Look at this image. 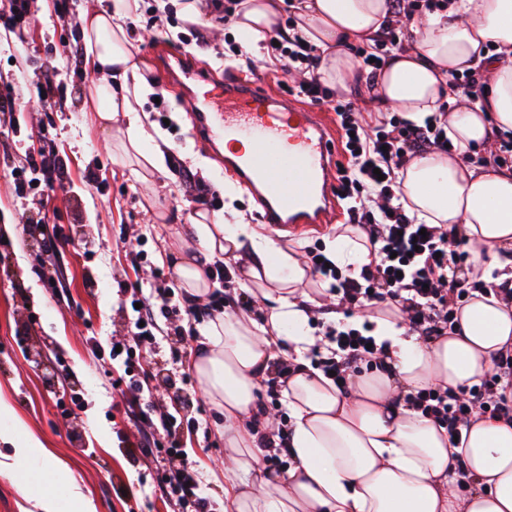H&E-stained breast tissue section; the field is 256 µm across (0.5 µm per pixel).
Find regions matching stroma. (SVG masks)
I'll use <instances>...</instances> for the list:
<instances>
[{
	"mask_svg": "<svg viewBox=\"0 0 512 512\" xmlns=\"http://www.w3.org/2000/svg\"><path fill=\"white\" fill-rule=\"evenodd\" d=\"M92 0H33L27 44L0 41V94L20 106L0 112V400L27 425L49 458L68 465L95 512H196L159 483L165 456L132 450L144 420L164 418L156 438L179 445V458L196 471L208 512H224V416L192 369L198 340L195 321L183 314L185 292L168 256L178 237H190L199 213L224 211V159L194 133L183 110L182 84H163L159 71L179 48L217 77L265 76V90L288 94L291 80L280 64L259 65L238 56L225 64L235 43L223 21L195 22L186 0H138L127 26L128 43L153 93L142 108L160 124L170 144L165 174L139 181L113 163L125 136L121 126L94 117L88 89L96 77L88 66L67 63L65 45L83 46L81 14ZM54 70L65 93L50 110L37 103V86ZM23 80H16V73ZM168 125H161V118ZM210 162L206 203L184 197L183 175L192 169L186 147ZM53 152L67 175L48 205V253L25 234L35 217L33 202L14 190L13 168L26 157ZM60 272L58 282H48ZM153 304L156 341L137 351L141 367L125 375L123 358L110 357L112 342L125 338L134 317L132 298ZM179 393L181 402L170 400ZM38 486L0 469V512H38Z\"/></svg>",
	"mask_w": 512,
	"mask_h": 512,
	"instance_id": "35a3bbf8",
	"label": "stroma"
}]
</instances>
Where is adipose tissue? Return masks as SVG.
I'll return each instance as SVG.
<instances>
[{"label": "adipose tissue", "mask_w": 512, "mask_h": 512, "mask_svg": "<svg viewBox=\"0 0 512 512\" xmlns=\"http://www.w3.org/2000/svg\"><path fill=\"white\" fill-rule=\"evenodd\" d=\"M137 0H113L111 10L83 16L85 50L99 79L93 87L102 124L124 118L127 140L116 161L140 180L163 172V134L151 133L142 99L151 87L127 45L126 23ZM285 0H241L233 27L244 53L259 56L277 32ZM297 31L321 53L323 81L340 91L355 83L359 62L350 46L392 23L389 0H296ZM412 37L379 70L371 91L374 111L389 109L422 123L447 107L455 151L414 159L399 175L406 212L426 224H460L472 247L473 269L486 282L512 280V265L498 259L512 249V167L486 159L474 166L473 148L512 135V0H451L446 11L410 23ZM476 74L486 86L473 103L449 84L451 74ZM196 252L175 263L187 297L205 301L215 261L247 257L244 289L265 304L260 317L235 312L199 325L192 369L211 402L235 425L224 438L226 457L240 472L227 489L230 512H512V423L476 414L451 444L444 427L420 413L392 407L397 393L479 382L502 347L512 348V301L475 295L457 311V334L424 342L407 335L404 315L391 306L369 314L376 341L387 342L391 373L355 375L341 394L323 373L306 365L316 343L310 309L298 292L310 283L297 250L282 246L236 210L193 224ZM324 252L339 270L360 272L371 253L350 226L325 240ZM292 351L301 368L282 390L292 419L285 473L259 469L250 432L256 392L276 348ZM17 473L48 472L51 483L70 475L48 464L39 441L24 425H0ZM473 474L477 489L458 498L451 488L456 465Z\"/></svg>", "instance_id": "ef3b65f1"}]
</instances>
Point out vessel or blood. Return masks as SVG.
I'll return each mask as SVG.
<instances>
[{
  "label": "vessel or blood",
  "instance_id": "1",
  "mask_svg": "<svg viewBox=\"0 0 512 512\" xmlns=\"http://www.w3.org/2000/svg\"><path fill=\"white\" fill-rule=\"evenodd\" d=\"M194 81L189 112L198 135L225 149L224 166L263 202V223L274 228L326 223L336 207V165L327 113L264 93L258 80L209 81L179 62Z\"/></svg>",
  "mask_w": 512,
  "mask_h": 512
}]
</instances>
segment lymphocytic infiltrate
<instances>
[{
  "label": "lymphocytic infiltrate",
  "instance_id": "lymphocytic-infiltrate-1",
  "mask_svg": "<svg viewBox=\"0 0 512 512\" xmlns=\"http://www.w3.org/2000/svg\"><path fill=\"white\" fill-rule=\"evenodd\" d=\"M403 27H385L373 49H359L361 76L373 84L382 54L401 49ZM279 53L283 73L305 71L293 86L296 97L317 101L325 88L318 72V49L297 36L284 38ZM333 110L341 131L348 162L339 166L337 195L345 206L349 223L366 236L372 260L360 273L338 275L335 267L316 261L312 276L331 280L339 304L364 306L398 304L406 316L409 332L431 341L455 334L456 309L474 293L484 292L482 281L466 277L460 263L466 236L458 224H418L397 204L399 174L414 159L430 150L444 149L448 141L445 122L433 116L418 125L398 119L391 126L367 132L357 118L352 102L337 101ZM19 196L37 193L39 206H46L64 180L63 162L44 154L28 156L23 168L14 170ZM322 371L332 373L340 391H347L358 365L374 361L376 348L358 330L329 328L312 350ZM394 405L406 406L457 435L467 425L473 410L512 422V351H500L493 360L491 376L481 383L457 388H424L397 395Z\"/></svg>",
  "mask_w": 512,
  "mask_h": 512
}]
</instances>
